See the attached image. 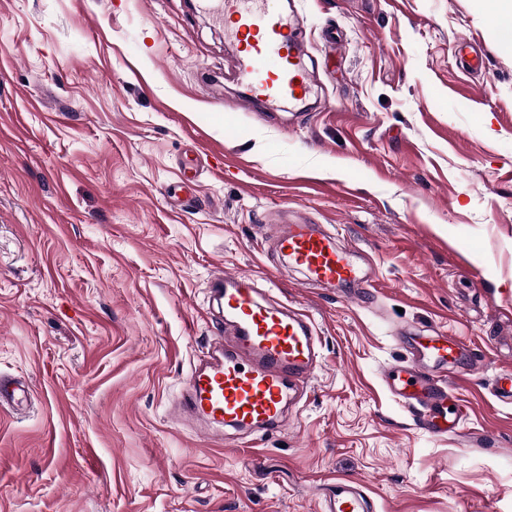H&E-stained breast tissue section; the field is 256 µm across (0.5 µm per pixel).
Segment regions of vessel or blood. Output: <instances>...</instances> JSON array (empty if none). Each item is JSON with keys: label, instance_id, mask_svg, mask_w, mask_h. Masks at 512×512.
<instances>
[{"label": "vessel or blood", "instance_id": "obj_1", "mask_svg": "<svg viewBox=\"0 0 512 512\" xmlns=\"http://www.w3.org/2000/svg\"><path fill=\"white\" fill-rule=\"evenodd\" d=\"M283 0H202L217 19H229L240 48L237 78L243 92L237 106L246 112L263 105L273 112L306 99L307 66L297 29L285 16ZM272 247L315 286H359L368 279L353 250L317 225H279ZM212 294L224 318L222 335L212 339L208 358L188 376L176 420L210 435L224 429L278 431L289 403L301 399L320 365L321 341L304 311L272 301L257 279L220 273ZM459 350L452 336H435L419 346V363L388 367L382 378L407 408L415 410L431 436L459 433L461 418L450 394L428 362L447 365ZM373 503L354 480L337 478L327 494V512H372Z\"/></svg>", "mask_w": 512, "mask_h": 512}]
</instances>
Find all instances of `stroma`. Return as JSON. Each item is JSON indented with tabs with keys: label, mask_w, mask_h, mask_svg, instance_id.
Returning a JSON list of instances; mask_svg holds the SVG:
<instances>
[{
	"label": "stroma",
	"mask_w": 512,
	"mask_h": 512,
	"mask_svg": "<svg viewBox=\"0 0 512 512\" xmlns=\"http://www.w3.org/2000/svg\"><path fill=\"white\" fill-rule=\"evenodd\" d=\"M312 92L236 110L193 0H0V512H512V47L494 0H294ZM485 54L463 74L455 41ZM285 212L357 253L313 288L262 240ZM312 316L322 367L282 431L204 439L172 407L217 329L209 283ZM457 337L463 425L420 428L382 371ZM488 358L474 365L470 355ZM329 487L328 512H370L373 510L370 497L356 481L339 477Z\"/></svg>",
	"instance_id": "stroma-1"
}]
</instances>
